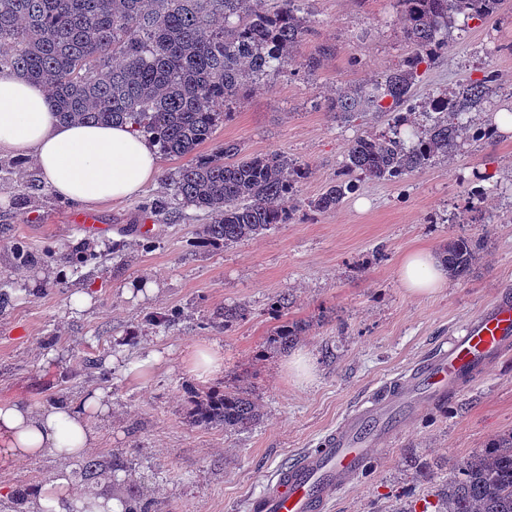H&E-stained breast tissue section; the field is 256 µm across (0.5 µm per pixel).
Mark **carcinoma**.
<instances>
[{
    "label": "carcinoma",
    "mask_w": 512,
    "mask_h": 512,
    "mask_svg": "<svg viewBox=\"0 0 512 512\" xmlns=\"http://www.w3.org/2000/svg\"><path fill=\"white\" fill-rule=\"evenodd\" d=\"M305 0H0V75L11 74L47 87L65 123H127L163 156L193 155L230 113L220 103L241 101L271 71L291 72L309 28ZM502 0H398L411 51L383 77L328 101L339 121L365 107L389 116L388 131L365 132L347 146L336 181L308 202L319 213L338 208L362 177L401 181L446 159L461 134L486 136L476 113L487 111L498 75L461 83L414 103L420 68L448 47L458 17L483 19ZM419 113L415 123L408 116ZM308 168L281 154H243L226 142L170 177L172 193L143 205L159 224L182 207L204 212L199 235L228 246L293 219L290 202ZM481 249L468 237L448 240L440 253L448 275L461 279ZM183 317L170 310L146 317L171 329ZM304 328L287 322L272 343L286 350ZM193 423L243 432L261 417L252 392H194L188 400ZM124 467L117 460H88L85 481L96 483ZM434 512H512V431L462 460L438 494Z\"/></svg>",
    "instance_id": "carcinoma-1"
}]
</instances>
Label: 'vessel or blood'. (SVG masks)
<instances>
[{"label":"vessel or blood","instance_id":"1","mask_svg":"<svg viewBox=\"0 0 512 512\" xmlns=\"http://www.w3.org/2000/svg\"><path fill=\"white\" fill-rule=\"evenodd\" d=\"M512 350V299L494 301L469 320L450 346L415 362L403 377L363 398L310 448L277 470L249 503L250 512H326L330 500L368 469L370 450L405 421L446 403Z\"/></svg>","mask_w":512,"mask_h":512}]
</instances>
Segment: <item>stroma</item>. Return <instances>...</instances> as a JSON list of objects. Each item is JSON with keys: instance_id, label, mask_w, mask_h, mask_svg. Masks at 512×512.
<instances>
[{"instance_id": "1", "label": "stroma", "mask_w": 512, "mask_h": 512, "mask_svg": "<svg viewBox=\"0 0 512 512\" xmlns=\"http://www.w3.org/2000/svg\"><path fill=\"white\" fill-rule=\"evenodd\" d=\"M312 25L300 47L308 60L329 50L319 67L295 75L273 73L231 105L232 117L200 148L211 153L227 142L248 153H278L305 164L290 223L276 225L231 247L202 242L205 213L182 208L170 224L141 211L165 192L164 177L187 165L161 160L162 178L137 197L98 210L100 231H83L79 205L43 185L39 171L0 157V400L38 408L55 398L75 400L100 390L111 409L95 420L92 458L125 456L128 468L97 484L80 469L72 486L82 495L125 499L130 493L158 502L162 512H248V503L274 471L317 447L368 391L398 370L447 345L471 316L512 293V131L464 143L447 160L399 182L362 180L334 211L313 213L304 200L336 178L348 143L364 132L387 130V118L363 112L349 122L324 109L337 91L381 78L410 50L396 0H308ZM498 74L496 108L512 109V0L483 20L456 21L448 48L423 65L416 101L466 79ZM487 194L467 216L475 173ZM155 244L143 249L144 232ZM466 235L484 248L469 274L449 279L426 297L401 287L397 267L417 248L440 252L448 239ZM24 241L34 260L17 265L12 245ZM122 242L113 252V242ZM85 247L94 260L76 269L48 251ZM151 281L155 290L128 292ZM85 294L87 305L72 297ZM288 307L275 313L274 299ZM242 307L243 320L225 326L224 311ZM180 309L176 329L145 323L149 313ZM305 332L288 350L267 339L282 321ZM219 343L224 368L198 380L183 363L194 345ZM159 360L141 373L133 364ZM313 365L308 382L288 371L293 356ZM99 363L85 375L84 360ZM248 388L262 417L251 430L192 425L186 388ZM512 429V352L483 378L408 422L373 449L364 475L335 496L331 512H432L448 482V468ZM62 465L53 455L26 462L0 461V502L21 485L52 481Z\"/></svg>"}]
</instances>
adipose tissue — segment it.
Returning a JSON list of instances; mask_svg holds the SVG:
<instances>
[{
    "label": "adipose tissue",
    "instance_id": "adipose-tissue-1",
    "mask_svg": "<svg viewBox=\"0 0 512 512\" xmlns=\"http://www.w3.org/2000/svg\"><path fill=\"white\" fill-rule=\"evenodd\" d=\"M0 156L34 165L55 196L88 208L130 199L160 173L155 146L129 125L60 122L46 89L15 76H0ZM398 279L408 293L430 295L447 285L448 271L430 250L416 249L401 259ZM108 409L99 390L40 409L0 401V458L80 461L95 440L91 414ZM65 500L74 512H124L117 499L75 494L66 475L34 490L30 512H60Z\"/></svg>",
    "mask_w": 512,
    "mask_h": 512
}]
</instances>
